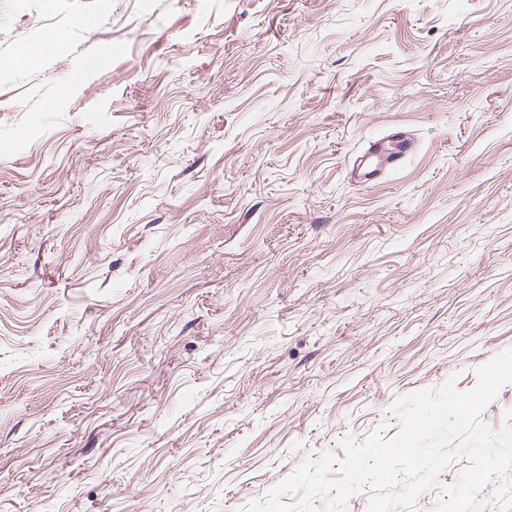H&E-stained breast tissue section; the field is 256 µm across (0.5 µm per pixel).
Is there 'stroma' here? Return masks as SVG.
<instances>
[{"instance_id": "stroma-1", "label": "stroma", "mask_w": 512, "mask_h": 512, "mask_svg": "<svg viewBox=\"0 0 512 512\" xmlns=\"http://www.w3.org/2000/svg\"><path fill=\"white\" fill-rule=\"evenodd\" d=\"M509 349L512 0H0V512H246ZM391 136L397 137L401 144L397 155L392 156L385 150V142H372L368 149L357 156L352 162V173L356 179L367 181L377 170L379 165H384V167H397L408 155L414 152V142L404 135V133L397 132Z\"/></svg>"}]
</instances>
